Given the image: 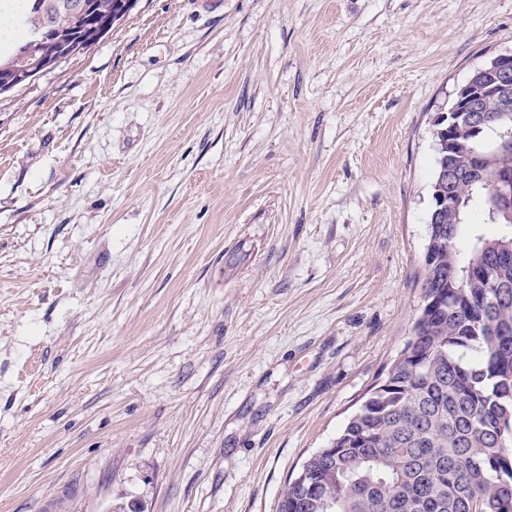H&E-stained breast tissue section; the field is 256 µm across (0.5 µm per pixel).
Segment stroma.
I'll return each mask as SVG.
<instances>
[{"instance_id":"stroma-1","label":"stroma","mask_w":512,"mask_h":512,"mask_svg":"<svg viewBox=\"0 0 512 512\" xmlns=\"http://www.w3.org/2000/svg\"><path fill=\"white\" fill-rule=\"evenodd\" d=\"M512 0H137L0 94V512H276L417 317L431 120Z\"/></svg>"}]
</instances>
